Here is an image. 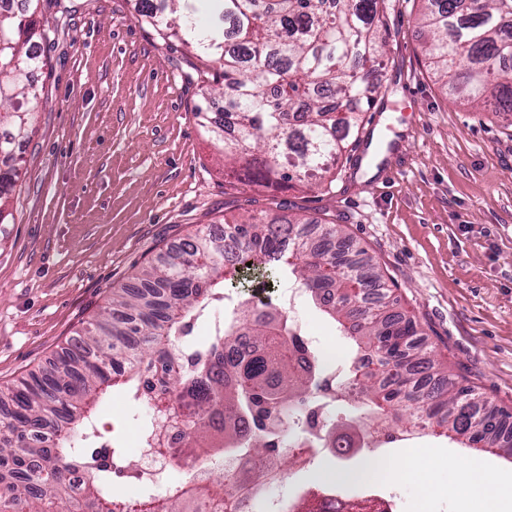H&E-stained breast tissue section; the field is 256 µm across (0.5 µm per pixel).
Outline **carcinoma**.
Returning <instances> with one entry per match:
<instances>
[{"mask_svg":"<svg viewBox=\"0 0 512 512\" xmlns=\"http://www.w3.org/2000/svg\"><path fill=\"white\" fill-rule=\"evenodd\" d=\"M137 0L160 34L185 41L209 63L212 85L198 110L201 127L224 161V175L270 188L307 189L335 175L359 135L363 112L381 88L379 59L388 28L387 0ZM421 22L429 66L450 93L487 112H512V0H425ZM35 0L0 9V224L18 177L17 150L30 141L43 101L39 43L53 29ZM224 102L232 123L213 112ZM338 224L248 211L224 236L197 234L142 270L144 290L113 295L108 306L53 367L0 389V512H189L190 479L166 497L133 505L112 495V448H98L94 409L126 386L147 407L163 398L183 410V432L210 478L217 507L233 490L249 512L276 473L254 461L275 455L303 468L298 443L316 444L317 419L352 406L359 390L364 429L390 419L401 431H430L512 456L501 439L506 414L453 374L436 367L414 323L392 309L384 274L363 250L342 248ZM252 275L293 282L337 325L357 358L340 370L318 357L303 365L288 353L305 347L280 316L253 306L216 320L191 352L187 335L225 282Z\"/></svg>","mask_w":512,"mask_h":512,"instance_id":"carcinoma-1","label":"carcinoma"}]
</instances>
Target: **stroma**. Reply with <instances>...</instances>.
I'll use <instances>...</instances> for the list:
<instances>
[{"label": "stroma", "instance_id": "stroma-1", "mask_svg": "<svg viewBox=\"0 0 512 512\" xmlns=\"http://www.w3.org/2000/svg\"><path fill=\"white\" fill-rule=\"evenodd\" d=\"M423 0H389L384 88L360 141L336 165L333 190L273 191L224 182L199 125L201 79L187 80L182 43L140 17L135 0H39L56 29L44 46L46 101L22 148L0 239V388L55 363L113 291L196 230H220L248 201L285 216L344 225L379 264L446 369L512 415V112H477L431 75L417 18ZM397 147L375 154L382 132ZM150 408L111 389L96 421L114 443L115 495L135 500L183 477L166 466L149 485L129 442ZM414 448L436 460L427 477L386 478L400 512H463L456 457L500 485L484 512L512 507V463L442 437L414 435L347 460L399 464Z\"/></svg>", "mask_w": 512, "mask_h": 512}]
</instances>
